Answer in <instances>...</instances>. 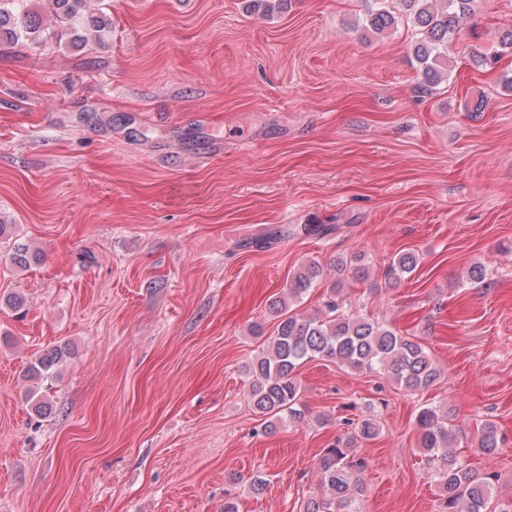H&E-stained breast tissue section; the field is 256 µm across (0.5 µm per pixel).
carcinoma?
I'll list each match as a JSON object with an SVG mask.
<instances>
[{
  "label": "carcinoma",
  "mask_w": 512,
  "mask_h": 512,
  "mask_svg": "<svg viewBox=\"0 0 512 512\" xmlns=\"http://www.w3.org/2000/svg\"><path fill=\"white\" fill-rule=\"evenodd\" d=\"M47 14L55 18L61 31L45 32L43 19L31 12L28 0H0V41L9 44H40L62 33H75L87 25L102 32L108 28L103 14L89 10V0H44ZM399 11L380 7L367 13L365 29L383 35L397 27L404 13L417 32L413 55L420 78L419 88L448 79V57L454 35L476 7V0H397ZM420 263L414 252H399L387 268L390 281L398 283L412 274ZM321 275L311 262L297 272L288 287V299L297 300ZM277 319L275 330L266 339L260 355L245 365L252 378L249 397L255 411L270 417L269 427L297 423L305 412L300 398L298 369L319 359L365 373H383L405 391L415 395L436 385L441 369L424 346L398 333L393 327L345 314L344 303L332 298L320 315H303L281 299L270 304ZM67 348L57 345L47 350L28 369L31 378L45 381ZM418 445L433 463L431 477L442 489L439 512H512V498L495 500L491 483L462 465L452 451L456 429L451 410L422 407L416 418ZM380 433L373 418L355 426L354 436L337 440L322 450L316 464L318 491L303 503L302 512H362L363 487L357 476L360 463L351 458L355 441H369ZM475 447L483 455L499 450L496 426L485 423L478 431Z\"/></svg>",
  "instance_id": "obj_1"
}]
</instances>
